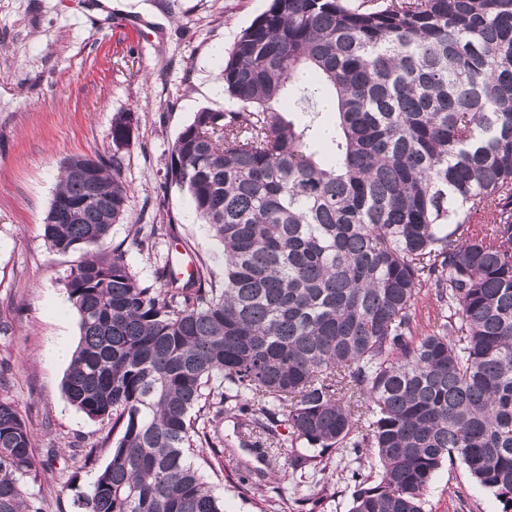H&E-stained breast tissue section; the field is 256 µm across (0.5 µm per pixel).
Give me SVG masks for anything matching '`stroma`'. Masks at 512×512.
I'll use <instances>...</instances> for the list:
<instances>
[{"mask_svg":"<svg viewBox=\"0 0 512 512\" xmlns=\"http://www.w3.org/2000/svg\"><path fill=\"white\" fill-rule=\"evenodd\" d=\"M268 0H0V400L26 418L40 471L30 492L43 512H79L76 498L110 454L112 427L90 421L62 393L78 316L64 280L80 253L61 255L43 237V220L63 163L108 152L112 119L135 113L138 131L125 151L130 189L125 220L110 246H123L132 269L154 281L164 261H205L222 276V248L189 208L186 191L165 185L169 150L196 112L228 100L219 77L224 49ZM177 222V238L156 252L133 249L142 224ZM96 447V462L76 468L75 447ZM336 495L325 512H348V475L376 471L374 456L354 464L349 449L330 452ZM263 471L246 448L210 457L203 472L226 512H259L239 496L241 464ZM495 495L459 461L433 477L426 512H499Z\"/></svg>","mask_w":512,"mask_h":512,"instance_id":"stroma-1","label":"stroma"}]
</instances>
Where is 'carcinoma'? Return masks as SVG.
I'll list each match as a JSON object with an SVG mask.
<instances>
[{
	"instance_id": "obj_1",
	"label": "carcinoma",
	"mask_w": 512,
	"mask_h": 512,
	"mask_svg": "<svg viewBox=\"0 0 512 512\" xmlns=\"http://www.w3.org/2000/svg\"><path fill=\"white\" fill-rule=\"evenodd\" d=\"M220 79L231 106L195 114L165 181L222 246L223 282L166 262L148 284L106 247L128 213L132 112L112 154L66 161L44 221L52 250L83 252L63 392L120 428L83 512H224L193 457L232 447L227 415L273 470L282 427L307 448L294 471L326 472V448L374 454L348 512H424L456 459L512 512V0H269ZM175 231L142 224L135 247ZM425 289L440 312L420 335ZM37 479L0 400V512H40Z\"/></svg>"
}]
</instances>
